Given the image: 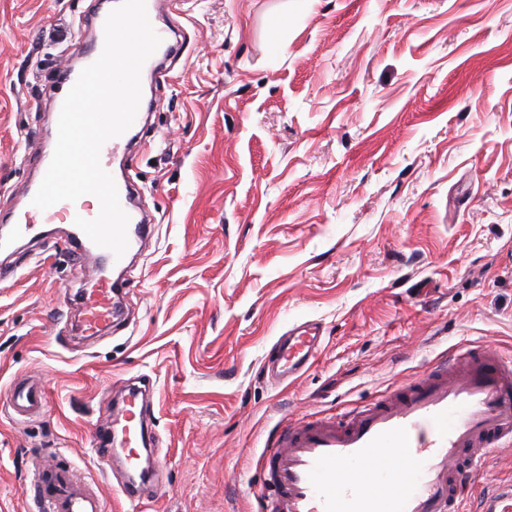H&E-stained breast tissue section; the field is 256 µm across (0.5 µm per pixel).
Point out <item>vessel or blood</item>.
I'll return each instance as SVG.
<instances>
[{
    "label": "vessel or blood",
    "mask_w": 512,
    "mask_h": 512,
    "mask_svg": "<svg viewBox=\"0 0 512 512\" xmlns=\"http://www.w3.org/2000/svg\"><path fill=\"white\" fill-rule=\"evenodd\" d=\"M181 0H146L149 20L162 42L142 72L160 74L165 62L183 52L185 41L164 16ZM108 9L97 10L89 21L91 35L81 36L67 64L57 74L58 90L49 106L47 135L35 157L36 176L20 191L21 205L0 222L12 225L10 237H0V252L36 238L45 224H74L76 218H95L96 197L61 201L42 210L32 204L52 160L63 100L81 68L95 62L104 46ZM139 135L138 125L108 140L100 163L115 180L119 201L129 216L128 248L118 258L100 249L102 266H87L85 278L93 289L84 297L83 325L96 334L120 304L117 283L103 274V265L122 269L140 254L154 233L152 219L135 204L137 184L127 171H115L116 161H128ZM322 329L306 322L278 339L272 371L279 380L300 376L316 358ZM151 389L129 385L127 394L104 410L96 429L99 458L111 463L113 444L123 439L129 471L118 491L135 501L162 485L159 469L141 471L140 447L150 441L146 408ZM47 403L42 382L29 380L11 387L8 406L16 414L41 410ZM512 446V364L501 355L479 348L454 350L419 378L403 382L390 394L338 416L280 423L261 455L264 496L260 512H465L468 486L479 479L482 465L498 449ZM399 452V480L379 464L382 449ZM38 512H106L99 492L89 489L73 472L50 464L34 479Z\"/></svg>",
    "instance_id": "1"
}]
</instances>
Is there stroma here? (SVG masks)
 <instances>
[{
  "label": "stroma",
  "instance_id": "1",
  "mask_svg": "<svg viewBox=\"0 0 512 512\" xmlns=\"http://www.w3.org/2000/svg\"><path fill=\"white\" fill-rule=\"evenodd\" d=\"M98 0H0V215L20 205L82 15ZM189 35L135 159L158 220L125 275L128 316L58 333L88 283L65 228L0 283V512H31L46 459L108 512H256L288 418L339 415L447 351L512 356V0H186ZM323 327L271 384L294 323ZM35 376L45 408L6 407ZM149 378L164 488L113 497L92 450L126 380ZM322 328L305 322L281 336L274 346L272 372L279 380L297 378L316 358L321 344Z\"/></svg>",
  "mask_w": 512,
  "mask_h": 512
}]
</instances>
